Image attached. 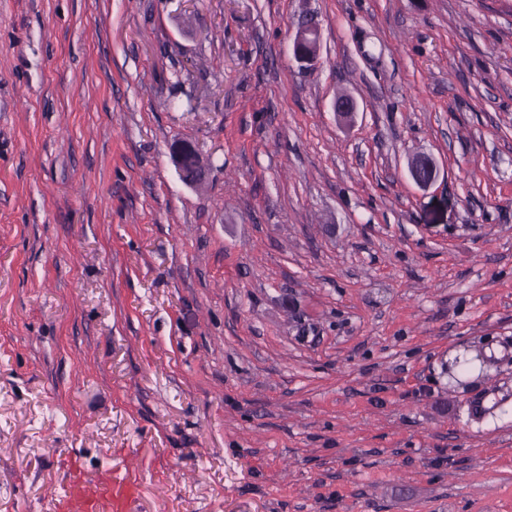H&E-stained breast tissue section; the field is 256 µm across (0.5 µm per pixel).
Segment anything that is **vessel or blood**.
Here are the masks:
<instances>
[{
  "label": "vessel or blood",
  "mask_w": 512,
  "mask_h": 512,
  "mask_svg": "<svg viewBox=\"0 0 512 512\" xmlns=\"http://www.w3.org/2000/svg\"><path fill=\"white\" fill-rule=\"evenodd\" d=\"M138 488L135 476L112 470L72 477L57 504L58 512H131Z\"/></svg>",
  "instance_id": "b4317fda"
}]
</instances>
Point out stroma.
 I'll return each instance as SVG.
<instances>
[{
	"label": "stroma",
	"instance_id": "obj_1",
	"mask_svg": "<svg viewBox=\"0 0 512 512\" xmlns=\"http://www.w3.org/2000/svg\"><path fill=\"white\" fill-rule=\"evenodd\" d=\"M124 467L512 512V0H0V512ZM320 50V34L314 24L302 26L296 33L293 45L295 60L300 64L314 62ZM409 173L417 185L423 188L429 187L438 176L436 160L428 153L417 154L409 162Z\"/></svg>",
	"mask_w": 512,
	"mask_h": 512
}]
</instances>
